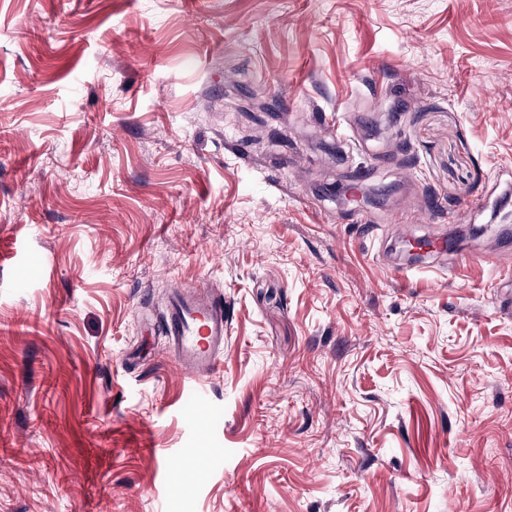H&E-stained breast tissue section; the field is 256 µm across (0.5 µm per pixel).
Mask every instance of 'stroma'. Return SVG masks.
Returning <instances> with one entry per match:
<instances>
[{"mask_svg":"<svg viewBox=\"0 0 512 512\" xmlns=\"http://www.w3.org/2000/svg\"><path fill=\"white\" fill-rule=\"evenodd\" d=\"M511 188L512 0H0V512H512ZM165 326L176 362L198 382L222 369L224 301L220 297L198 290H175Z\"/></svg>","mask_w":512,"mask_h":512,"instance_id":"35a3bbf8","label":"stroma"}]
</instances>
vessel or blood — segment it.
<instances>
[{
    "label": "vessel or blood",
    "mask_w": 512,
    "mask_h": 512,
    "mask_svg": "<svg viewBox=\"0 0 512 512\" xmlns=\"http://www.w3.org/2000/svg\"><path fill=\"white\" fill-rule=\"evenodd\" d=\"M171 351L179 366L197 381L222 368L224 302L210 293L175 290L165 316Z\"/></svg>",
    "instance_id": "1"
}]
</instances>
